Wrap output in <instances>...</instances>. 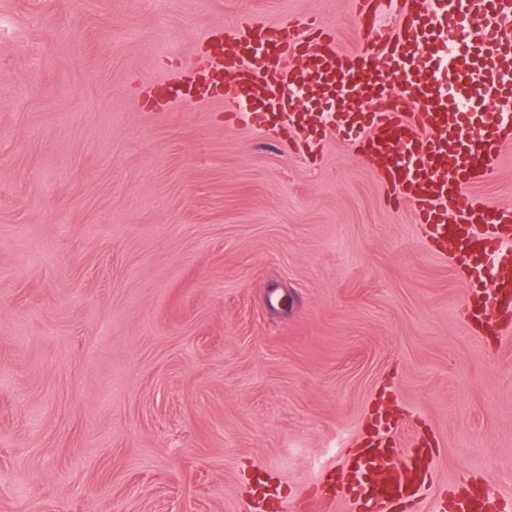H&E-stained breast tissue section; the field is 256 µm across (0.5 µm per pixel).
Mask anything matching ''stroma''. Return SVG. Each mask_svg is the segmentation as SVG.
<instances>
[{
  "mask_svg": "<svg viewBox=\"0 0 512 512\" xmlns=\"http://www.w3.org/2000/svg\"><path fill=\"white\" fill-rule=\"evenodd\" d=\"M352 0H0V512H300L376 413L430 443L422 503L512 498V330L327 132L314 157L147 87L243 20ZM473 195L512 204V144Z\"/></svg>",
  "mask_w": 512,
  "mask_h": 512,
  "instance_id": "stroma-1",
  "label": "stroma"
}]
</instances>
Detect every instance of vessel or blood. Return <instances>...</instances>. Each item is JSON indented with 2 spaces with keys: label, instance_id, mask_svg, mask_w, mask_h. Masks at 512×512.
<instances>
[{
  "label": "vessel or blood",
  "instance_id": "obj_1",
  "mask_svg": "<svg viewBox=\"0 0 512 512\" xmlns=\"http://www.w3.org/2000/svg\"><path fill=\"white\" fill-rule=\"evenodd\" d=\"M354 0L368 28L340 51L314 18L242 21L232 44L213 50L147 92L152 105L214 100L229 120L268 132L287 120L302 148L336 130L411 207L429 247L454 260L469 290L461 317L474 332L512 321V207L477 198L503 145L512 142V0ZM430 448L417 435L366 434L344 450L349 483L361 464L370 512L414 501L428 481Z\"/></svg>",
  "mask_w": 512,
  "mask_h": 512
}]
</instances>
